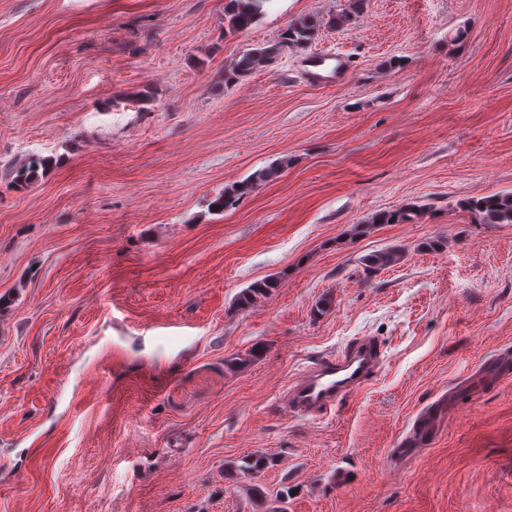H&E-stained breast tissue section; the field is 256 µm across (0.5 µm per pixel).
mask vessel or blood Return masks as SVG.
<instances>
[{
    "label": "vessel or blood",
    "mask_w": 512,
    "mask_h": 512,
    "mask_svg": "<svg viewBox=\"0 0 512 512\" xmlns=\"http://www.w3.org/2000/svg\"><path fill=\"white\" fill-rule=\"evenodd\" d=\"M325 57L308 61L306 72L312 83L345 81L347 60H338L333 70H326ZM383 363L380 346L368 337L356 338L337 354L324 357L309 367L285 396V404L295 413L320 416L348 395L357 393L378 372Z\"/></svg>",
    "instance_id": "obj_1"
}]
</instances>
